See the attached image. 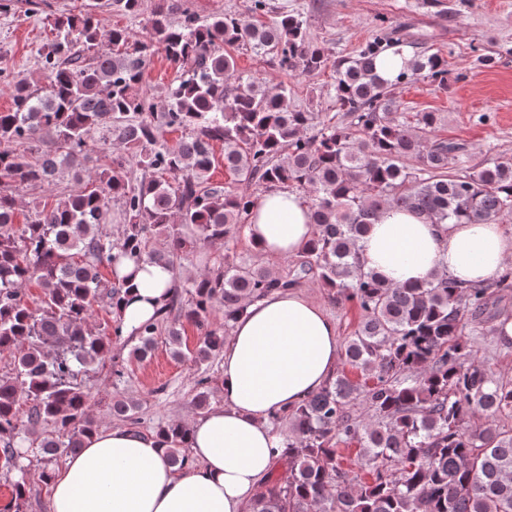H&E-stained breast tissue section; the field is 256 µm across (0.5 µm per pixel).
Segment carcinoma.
<instances>
[{"label":"carcinoma","instance_id":"cac0c4a2","mask_svg":"<svg viewBox=\"0 0 512 512\" xmlns=\"http://www.w3.org/2000/svg\"><path fill=\"white\" fill-rule=\"evenodd\" d=\"M104 5L134 14L139 0H91L78 15L55 16L42 53L46 84L14 80V106L0 112V354L12 365L0 374V455L14 472L16 508L28 494V464L42 463L46 482L52 461L74 455L99 429L83 379L113 359L112 341L90 322L96 305L114 308L122 291L100 269L127 258L164 265L173 276L164 305L129 335L136 361L152 354L160 335L173 357H185L187 322L200 332L190 356L206 362L224 348L223 330L209 322L216 307L228 325L246 301L296 288L308 275L361 310L342 357L362 378L342 372L269 417L286 425L281 453L248 512H512V428L499 423L512 417V379L477 357L479 337L497 333L512 269L468 287L445 270L421 284L393 285L365 266L358 247L386 206L439 224H511L512 158L448 173L460 147L436 138L440 113L399 116L376 72L387 36L336 60V104L349 121L308 137L312 113L288 107V87L256 85L224 51L247 46L283 69L319 71L328 53L309 38L303 14L278 12L257 26L236 14L202 21L189 11L173 22L160 8L150 37L133 41L125 30H100L96 10ZM157 43L176 68L160 106L136 92ZM84 49L94 55L84 57ZM411 76L446 86L448 65L425 52L396 83ZM163 128L182 136L168 145ZM21 142L37 157L12 149ZM91 142L119 149L80 191L14 224L16 190L80 177ZM215 142L224 143V168L242 180L305 195L316 235L294 276L227 251L182 275L198 245L229 244L256 202L210 183ZM410 159L416 166L405 164ZM133 165L150 177L132 182ZM115 201L125 220L116 239L104 231ZM32 281L43 294L29 302L22 290ZM214 394L212 378L200 376L193 406L209 411ZM358 399L364 419L350 413ZM112 415L141 423L137 402L125 396L112 398ZM187 430L178 421L152 426L179 470L190 461ZM352 443L360 448L357 472L338 455L339 445Z\"/></svg>","mask_w":512,"mask_h":512}]
</instances>
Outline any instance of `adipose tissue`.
Instances as JSON below:
<instances>
[{
  "mask_svg": "<svg viewBox=\"0 0 512 512\" xmlns=\"http://www.w3.org/2000/svg\"><path fill=\"white\" fill-rule=\"evenodd\" d=\"M244 233L264 256L291 258L313 239L315 227L301 192L276 189L251 209ZM358 246L366 267L393 284H419L443 269L477 284L512 260V230L438 224L388 206ZM171 278L162 265L118 264L126 331L155 315ZM340 357L335 320L300 291L249 302L224 344L221 403L190 422L193 465L173 467L154 436L101 430L55 472L50 512H246L281 445L270 415L318 391Z\"/></svg>",
  "mask_w": 512,
  "mask_h": 512,
  "instance_id": "ef3b65f1",
  "label": "adipose tissue"
}]
</instances>
